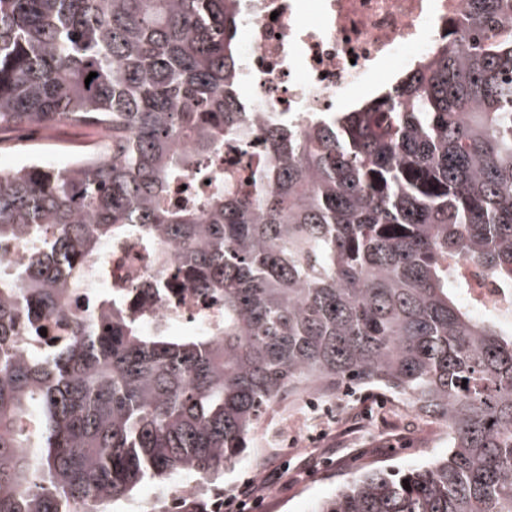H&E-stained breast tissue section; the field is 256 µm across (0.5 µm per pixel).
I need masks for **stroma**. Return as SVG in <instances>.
I'll use <instances>...</instances> for the list:
<instances>
[{"label": "stroma", "instance_id": "1", "mask_svg": "<svg viewBox=\"0 0 512 512\" xmlns=\"http://www.w3.org/2000/svg\"><path fill=\"white\" fill-rule=\"evenodd\" d=\"M24 131L77 152L98 139L93 129L67 125H28ZM327 406L324 413L306 402L269 411L264 422L281 430V445L268 448L253 438L223 480L206 485L204 497L225 492L259 469H272L282 477L268 491L261 512H313L352 475L382 465L424 464L445 451L444 446L427 445L435 423L394 405L378 391L346 392Z\"/></svg>", "mask_w": 512, "mask_h": 512}]
</instances>
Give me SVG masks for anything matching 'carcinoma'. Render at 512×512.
I'll return each mask as SVG.
<instances>
[{"label": "carcinoma", "instance_id": "1", "mask_svg": "<svg viewBox=\"0 0 512 512\" xmlns=\"http://www.w3.org/2000/svg\"><path fill=\"white\" fill-rule=\"evenodd\" d=\"M512 0H469L369 107L264 127L271 159L182 208L172 184L248 146L239 0H0V130L92 127L67 165L0 170V512H107L145 479L224 477L298 389L403 399L448 452L376 467L315 512H512ZM97 76L85 83L89 73ZM186 142L189 150L177 144ZM166 240L162 272L220 303L204 333L96 293L104 247ZM476 267L499 292L468 298ZM48 352L25 348L41 323ZM408 483H403V480ZM31 250V242L12 241L0 250V260L10 265L22 264L27 261Z\"/></svg>", "mask_w": 512, "mask_h": 512}]
</instances>
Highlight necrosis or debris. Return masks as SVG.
I'll list each match as a JSON object with an SVG mask.
<instances>
[{
    "label": "necrosis or debris",
    "instance_id": "necrosis-or-debris-1",
    "mask_svg": "<svg viewBox=\"0 0 512 512\" xmlns=\"http://www.w3.org/2000/svg\"><path fill=\"white\" fill-rule=\"evenodd\" d=\"M467 0H242L239 79L248 94L238 110L255 131L267 117L281 125L300 112L330 115L341 101L365 98L383 63L407 69L446 37ZM108 283L129 288L169 328H206L216 303L185 286L143 296L159 269L134 241L107 248Z\"/></svg>",
    "mask_w": 512,
    "mask_h": 512
}]
</instances>
